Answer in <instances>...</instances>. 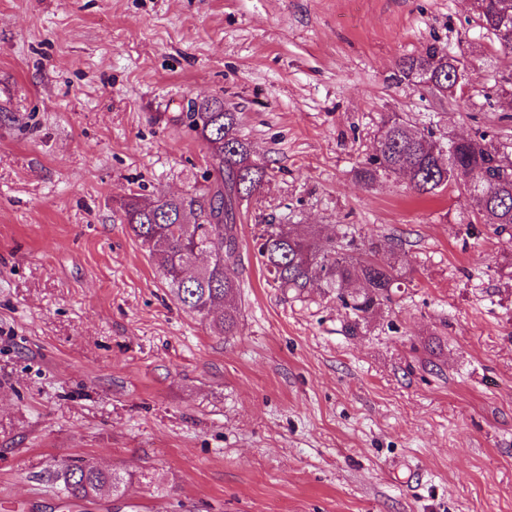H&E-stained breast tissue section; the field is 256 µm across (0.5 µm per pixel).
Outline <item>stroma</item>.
<instances>
[{"mask_svg":"<svg viewBox=\"0 0 512 512\" xmlns=\"http://www.w3.org/2000/svg\"><path fill=\"white\" fill-rule=\"evenodd\" d=\"M432 44L463 97L396 80ZM509 75L470 0H0V512H512V241L457 189L354 174L394 112L512 144ZM205 100L275 169L226 338L117 212L206 188ZM270 220L401 243L399 291L349 335L335 294L268 283ZM64 460L125 497L66 500ZM46 477L66 498L75 501L90 500L104 490L122 498L129 483L126 472L102 469L90 462H61Z\"/></svg>","mask_w":512,"mask_h":512,"instance_id":"1","label":"stroma"}]
</instances>
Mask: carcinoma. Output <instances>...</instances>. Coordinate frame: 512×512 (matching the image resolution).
I'll list each match as a JSON object with an SVG mask.
<instances>
[{
    "label": "carcinoma",
    "instance_id": "carcinoma-1",
    "mask_svg": "<svg viewBox=\"0 0 512 512\" xmlns=\"http://www.w3.org/2000/svg\"><path fill=\"white\" fill-rule=\"evenodd\" d=\"M502 0H473L479 27L498 38ZM449 51L434 45L425 53L397 64V80L430 69L434 81L448 83ZM187 126L206 143L211 170L199 196L157 195L142 204L131 198L120 204L121 223L146 248L173 298L182 308L208 322L216 336H233L238 329L234 305L241 288L242 256L239 228L242 202L258 191L270 175L251 143L239 133L237 115L224 104L193 103L183 115ZM455 138L417 131L398 115L382 121L373 153L356 178L371 185L382 175L405 178L418 195H435L456 186L470 199L474 216L494 226L497 234H512V156L486 131L457 144V161L446 152ZM381 244L361 248L342 229L328 243L312 233L293 232L286 224H266L259 235V261L276 287L300 295L314 283L336 293L346 311L348 330L369 322L400 288L398 263L382 262ZM47 480L75 501H86L109 490L116 498L127 491V474L93 463L61 462Z\"/></svg>",
    "mask_w": 512,
    "mask_h": 512
}]
</instances>
